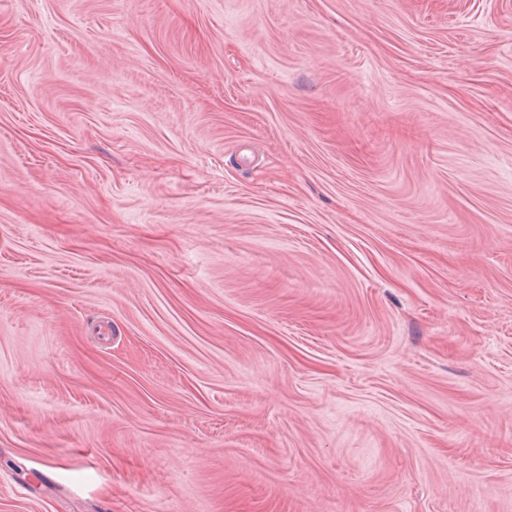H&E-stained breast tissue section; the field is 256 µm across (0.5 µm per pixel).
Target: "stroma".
Listing matches in <instances>:
<instances>
[{
  "label": "stroma",
  "mask_w": 512,
  "mask_h": 512,
  "mask_svg": "<svg viewBox=\"0 0 512 512\" xmlns=\"http://www.w3.org/2000/svg\"><path fill=\"white\" fill-rule=\"evenodd\" d=\"M0 512H512V0H0Z\"/></svg>",
  "instance_id": "obj_1"
}]
</instances>
